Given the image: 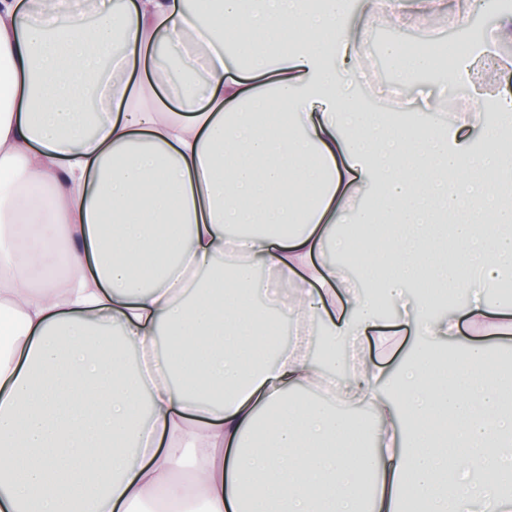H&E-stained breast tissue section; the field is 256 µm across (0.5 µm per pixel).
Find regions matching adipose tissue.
I'll use <instances>...</instances> for the list:
<instances>
[{
  "label": "adipose tissue",
  "mask_w": 512,
  "mask_h": 512,
  "mask_svg": "<svg viewBox=\"0 0 512 512\" xmlns=\"http://www.w3.org/2000/svg\"><path fill=\"white\" fill-rule=\"evenodd\" d=\"M481 5L97 0L90 25L0 0V512H506L512 396L488 350L512 302L485 290L512 278V100L411 126L353 90L371 18ZM506 41L512 11L446 81ZM345 224L359 288L325 260ZM259 266L294 325L271 351ZM373 289L412 338L391 370L364 352L398 344Z\"/></svg>",
  "instance_id": "ef3b65f1"
}]
</instances>
